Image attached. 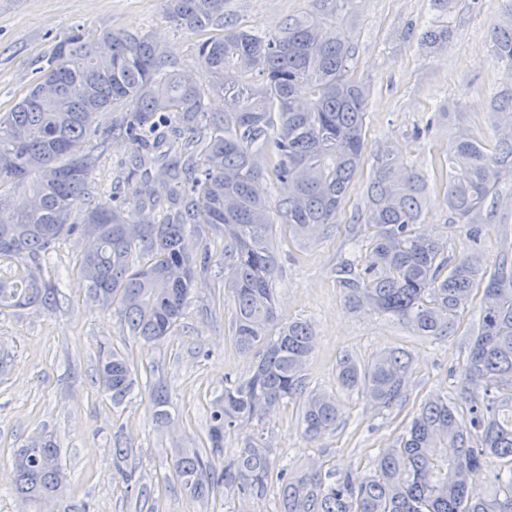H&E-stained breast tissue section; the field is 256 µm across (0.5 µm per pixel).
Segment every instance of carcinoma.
<instances>
[{
    "mask_svg": "<svg viewBox=\"0 0 512 512\" xmlns=\"http://www.w3.org/2000/svg\"><path fill=\"white\" fill-rule=\"evenodd\" d=\"M350 0H315L314 13L291 17L279 34L227 30L224 0H168V18L207 34L199 44V76L164 67V52L146 34L108 33L92 39L76 28L59 39L40 80L0 113V264L13 284L0 287V311L58 304L46 279L48 252L78 229L84 246L76 266L87 298L114 311L127 335L143 345L160 341L182 320L209 249L190 246L189 225L200 216L219 232L218 264L234 302L233 339L259 348L252 373L224 383L211 403L207 448H176L173 480L206 502L221 486L261 495L271 476L280 484L282 512H512V263L489 272L471 256L450 261L446 241L419 230L424 179L397 170L382 150L375 157L368 202L358 214L373 228L362 263L345 261L337 282L354 310L396 318L417 336L455 332L459 313L482 292L481 313L462 368L459 413L446 397L427 401L405 427L399 448L377 460L362 478L339 479L322 466L273 472L262 422L285 399L299 401L303 433L311 440L336 430V395L308 390L304 366L315 347L311 326L284 322L274 284L278 262L273 235L280 225L292 239L336 223L364 160L366 92L349 76L350 38L336 14ZM432 27L424 42L448 40ZM497 62L512 76V2L491 30ZM224 95V111L209 113L205 99ZM495 109L503 122L493 140L459 136L448 151L447 199L471 235L499 184L512 176V92ZM112 118V133L136 146L131 168L117 178L139 180L132 201L96 193L100 155L89 145L96 119ZM275 157L274 172L288 188L276 202L257 196L253 180ZM37 175L27 183L30 174ZM29 191L16 210L14 193ZM81 223L75 224V218ZM132 361L113 351L101 361L95 384L112 403L135 386ZM407 353L390 350L366 364L345 356L338 383L361 391L377 408L402 404L410 380ZM153 415L169 417L168 394L157 382ZM245 431L239 453L217 475L208 454L224 450V433ZM130 445L112 442V460L134 487L135 512L148 506L151 488L128 464ZM488 457L508 459L483 499L467 496L469 474ZM15 492L35 512H87L66 492L60 448L51 435L17 449Z\"/></svg>",
    "mask_w": 512,
    "mask_h": 512,
    "instance_id": "carcinoma-1",
    "label": "carcinoma"
}]
</instances>
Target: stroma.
<instances>
[{
    "mask_svg": "<svg viewBox=\"0 0 512 512\" xmlns=\"http://www.w3.org/2000/svg\"><path fill=\"white\" fill-rule=\"evenodd\" d=\"M506 6L507 0H452L446 7L437 0H351L340 14L353 46L350 75L367 92L366 164L338 223L322 227L310 241L278 242L275 282L282 319L306 320L314 330L307 383L335 393L339 418L335 431L310 441L302 434L297 401H284L264 421L275 467L296 472L319 463L327 471L369 475L374 459L398 447L422 403L438 395L456 397L478 305L460 314L453 335L415 336L392 317L350 310L336 268L367 252L369 232L351 217L365 208L369 162L382 148L390 150L396 166L426 178L421 227L446 240L448 256H473L489 269L512 257V178L499 185L476 243L455 224L445 192L452 143L463 133L491 139L493 102L512 89V78L490 52V32ZM315 9L314 0H227L224 13L235 27L274 34L289 17ZM76 25L96 37L148 34L180 72L198 70L196 49L205 35L171 23L167 0H0V112L27 94L44 57ZM437 25L448 26L451 36L433 50L420 35ZM101 151L95 182L105 192L133 197L132 185L116 184L113 175L132 154V144L109 138ZM82 247L75 233L51 253L48 275L60 282L57 307L0 313V512H31L12 492V456L45 433L56 439L70 489L89 512H132L129 493L113 476L112 437L118 431L133 447L130 462L150 486L156 512H279L274 480L259 497L223 488L202 503L171 478L173 449L206 445L211 403L223 392L225 378L248 376L257 360L255 352L240 351L233 341V298L218 267L198 277L180 325L144 346L124 336L114 313L87 302L86 282L75 268ZM110 349L133 359L139 381L118 406L93 383L100 357ZM395 349L411 357L402 407L378 409L360 393L340 388L339 358L365 362ZM153 377L169 393L171 421L163 427L155 424L148 397L146 381Z\"/></svg>",
    "mask_w": 512,
    "mask_h": 512,
    "instance_id": "35a3bbf8",
    "label": "stroma"
}]
</instances>
